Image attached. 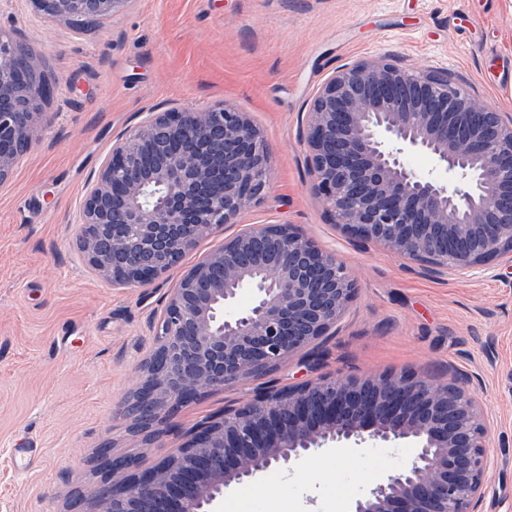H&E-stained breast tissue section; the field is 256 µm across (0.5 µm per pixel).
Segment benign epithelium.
<instances>
[{"label": "benign epithelium", "instance_id": "1", "mask_svg": "<svg viewBox=\"0 0 512 512\" xmlns=\"http://www.w3.org/2000/svg\"><path fill=\"white\" fill-rule=\"evenodd\" d=\"M131 0H36L62 18L101 19ZM52 84L0 34V183L12 174ZM317 193L350 236L446 275L492 262L512 269V113L477 104L448 76L386 58L345 64L306 113ZM428 156L414 170L407 154ZM270 148L229 104L151 112L124 131L93 175L78 236L91 271L118 286H147L221 224H235L270 182ZM253 292L236 307L239 293ZM355 281L336 255L290 224H257L224 241L173 289L137 390L143 433L168 435V418L206 389L272 371L298 354L317 362L322 339L353 301ZM179 454L142 467L103 447L112 484L88 490L89 512H215L224 489L321 448L406 443L411 464L349 512H481L488 466L484 415L469 379L434 385L413 373L324 374L270 382L244 403L186 433Z\"/></svg>", "mask_w": 512, "mask_h": 512}]
</instances>
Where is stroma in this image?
Masks as SVG:
<instances>
[{"label":"stroma","instance_id":"obj_1","mask_svg":"<svg viewBox=\"0 0 512 512\" xmlns=\"http://www.w3.org/2000/svg\"><path fill=\"white\" fill-rule=\"evenodd\" d=\"M0 32L54 86L31 148L0 183V512H85L99 484L96 452L143 466L183 434L274 380L310 378L299 358L205 393L155 442L132 435L125 404L145 379L160 314L183 275L251 224H291L336 254L357 293L322 348L320 373L405 371L436 384L469 377L488 424L484 512H512V270L423 272L373 242L348 238L313 188L305 116L327 76L385 56L448 75L483 104L512 113V0H132L84 28L0 0ZM228 103L270 147L272 182L238 223L217 227L150 287L113 286L76 244L91 175L112 141L149 112ZM36 451L27 465L25 449ZM394 448H322L291 472L269 468L226 489L222 512H348L352 500L407 467Z\"/></svg>","mask_w":512,"mask_h":512}]
</instances>
